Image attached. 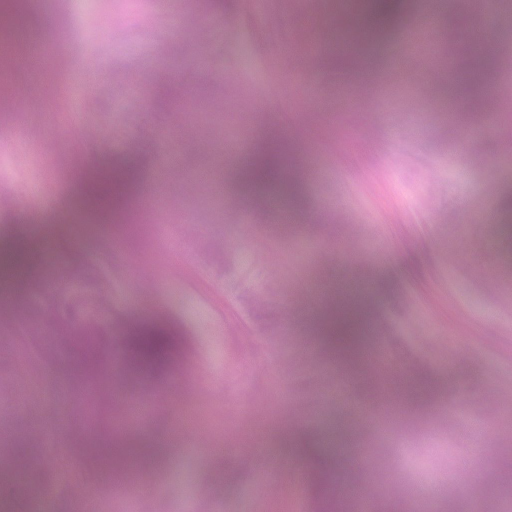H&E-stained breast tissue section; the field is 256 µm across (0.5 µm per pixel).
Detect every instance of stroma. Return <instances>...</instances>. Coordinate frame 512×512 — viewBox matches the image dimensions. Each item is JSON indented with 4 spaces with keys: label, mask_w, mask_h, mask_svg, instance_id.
I'll use <instances>...</instances> for the list:
<instances>
[{
    "label": "stroma",
    "mask_w": 512,
    "mask_h": 512,
    "mask_svg": "<svg viewBox=\"0 0 512 512\" xmlns=\"http://www.w3.org/2000/svg\"><path fill=\"white\" fill-rule=\"evenodd\" d=\"M28 0L29 24L57 41L63 70L23 77L15 111L0 112V253L19 268L0 278V512H313L294 482L287 437L306 433L351 460L364 494L350 512H512V106L489 112L484 89L455 97L470 27L444 0L440 73L390 61L373 102L350 96L337 72L291 85L280 72L290 40L328 20L313 0ZM456 48L446 58L445 47ZM493 85L512 93V12L490 42ZM233 84H225V77ZM172 88L157 106L158 85ZM287 139L293 224L274 225L246 193V160H225L239 135L256 150ZM91 169L128 183L124 223L71 221L70 199ZM191 221L192 234L182 225ZM244 242L248 285H276L287 351L268 342L239 290L203 264L196 240ZM94 262L123 316L174 330L182 362L147 380L120 350L102 373L109 402L142 396L112 428L148 458L137 472L81 468L98 434L77 419L79 383L63 364L21 377L17 347L28 284L55 258ZM363 287L369 338L397 367L382 398L373 374L344 375L312 322L323 286ZM470 431H462L459 417ZM487 452L484 480L467 459ZM65 465L69 485L42 472ZM136 496H129V489Z\"/></svg>",
    "instance_id": "35a3bbf8"
}]
</instances>
